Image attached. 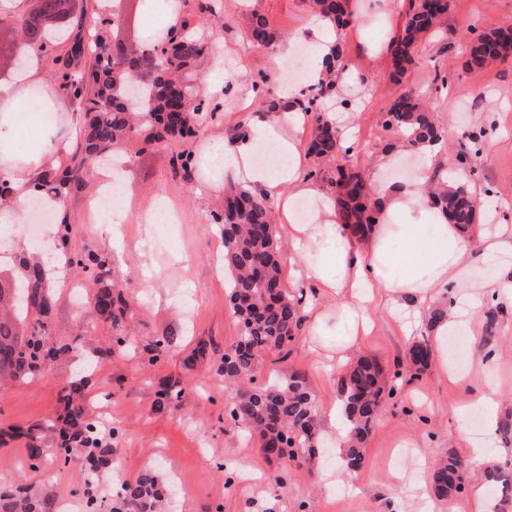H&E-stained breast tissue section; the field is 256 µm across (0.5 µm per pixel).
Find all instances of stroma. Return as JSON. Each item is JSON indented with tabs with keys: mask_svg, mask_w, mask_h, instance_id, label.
Segmentation results:
<instances>
[{
	"mask_svg": "<svg viewBox=\"0 0 512 512\" xmlns=\"http://www.w3.org/2000/svg\"><path fill=\"white\" fill-rule=\"evenodd\" d=\"M259 10L269 16L282 39L276 50L251 45L244 36L245 11L240 0H219L217 15L201 21L198 0H187L183 14L201 22V30L215 45L204 58V83L224 86L220 117L191 143L203 152L208 142L223 138L226 123L258 120V101L252 100V85L264 81L273 97H280V72L270 69L272 52L288 58L292 36L300 28L307 8L301 0H260ZM136 0H71L73 17L100 14L109 17L105 33L111 42L128 44L156 35V18L144 14L135 19ZM512 23V0H450L449 32L425 44L408 75L396 76L391 61L372 66L352 41L342 50L352 64L342 75L343 90L352 108L343 113L341 130L346 138L361 141L359 157L363 171H370L387 144L397 142L396 133L382 127L383 115L405 91H412L422 109L435 113L448 145L437 155L424 156L412 145H404L400 164L391 168L388 181L403 185L404 166L416 172L447 170L448 151L466 142L469 135L493 128L482 153L473 163L468 183L475 195L489 197L494 209L512 214V57L497 66L469 67L468 48L461 32L473 27L488 31ZM450 75L448 85L436 75ZM179 143L151 146L130 140L123 148L126 166L122 180L125 197L135 210H143L160 199L173 200L183 212L177 233L168 236L157 226L130 218L123 229L126 249L115 253L112 235L103 226L88 223L83 210L93 184L71 188L63 207L73 223L71 248L108 258L114 274L125 280L131 299L128 322L139 347L137 354L112 349V327L94 309L91 299L98 290L85 278L83 305H76L69 287L49 283L55 296L50 323L52 345L60 348L44 372L13 382H0V431L13 437L0 445V484L18 480L47 484L60 499L79 501L82 475L76 466L60 467L56 442L45 438L41 446V469L30 468L28 442L21 433L27 427L54 420L60 407L59 391L72 380H83L85 405L90 418L111 413V428L100 435L103 445L115 447L100 472L101 507L108 512L114 479L131 480L144 469L154 468L166 481L181 480L169 512H401L411 503L413 512H467V494L453 501L429 502L419 487L427 463L447 454L462 461L480 460L485 467L512 470V452L484 448L474 436L482 429L479 411L468 420L455 414L485 387L502 393L500 413L512 415V308L491 300L496 313L500 345L498 368L492 375L469 382L443 377L437 366L420 376L405 375L401 392L389 399L365 447V462L354 477L337 480L328 464L306 473L293 471L286 488L269 483L280 463L266 459L258 443L245 439L240 427L227 415V392L214 364L230 349L239 334L236 316L226 298L224 269L220 263L223 239L210 216L220 209L223 185L212 186L206 197H197L196 180L183 178L172 165L182 151ZM371 335L358 340L359 352L377 358L386 370L404 362L411 346L395 315L377 311ZM167 336L171 345L162 365H148L145 351L157 337ZM206 343L207 354L194 368L183 365L184 357L198 343ZM339 336L300 333L293 352L283 362L264 354L257 377L270 373L305 372L320 409H329L339 395L334 373L325 366V354L342 344ZM178 381L182 394L168 411L153 409L161 379ZM482 447V446H481ZM55 479L45 482V470Z\"/></svg>",
	"mask_w": 512,
	"mask_h": 512,
	"instance_id": "1",
	"label": "stroma"
}]
</instances>
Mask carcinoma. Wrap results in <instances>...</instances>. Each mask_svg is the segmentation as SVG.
<instances>
[{
  "instance_id": "1",
  "label": "carcinoma",
  "mask_w": 512,
  "mask_h": 512,
  "mask_svg": "<svg viewBox=\"0 0 512 512\" xmlns=\"http://www.w3.org/2000/svg\"><path fill=\"white\" fill-rule=\"evenodd\" d=\"M41 6L29 17L17 18L29 37L42 42L40 49L51 57L54 79L69 87L85 113V123L70 163L53 177L45 178L40 190L45 195L62 196L70 185L84 181L89 163L112 155L127 140L138 137L145 144L167 141L188 143L205 128L207 111L198 97L197 63L211 48L200 30L189 20L168 32L162 58L136 46L112 45V55H106V39L102 36L86 45V24L75 35L62 36L64 26L57 23L68 18L70 0H40ZM312 11L336 27H345L352 14L348 0H308ZM448 0H413L401 36L393 41L391 58L395 73L404 74L415 60V53L444 23ZM462 35L468 38L469 60L472 67L487 68L507 58L512 52V25L478 32L467 28ZM246 37L253 44L275 48L277 38L269 18L257 11L250 12ZM65 45L64 53L57 47ZM137 73L142 77L136 89L137 100L127 98L128 78ZM316 95H304L294 101L266 98L263 111L277 113L297 109L313 120V133L307 155L313 162L331 160L343 155L350 160L362 152L360 145L344 144L336 122L326 118L325 111H316V101L335 97V83L315 84ZM383 128L398 131L414 144L444 140L442 127L431 113L419 108L411 93L400 95L385 113ZM481 139L476 135L456 154V164L448 176L467 175L472 161L481 151ZM337 202L339 223L348 227L354 237L368 231L380 221V212L372 200L362 173L355 165L335 168L328 180ZM437 197L448 211L453 223L470 229L477 223L479 204L463 186L443 185ZM224 241V276L227 297L239 323L235 345L224 353L216 373L226 385L254 373L260 357L275 353L286 359L303 327L302 298L295 297L285 287L281 266V242L274 228V205L270 197L253 193L241 186H231L224 192V207L212 215ZM71 223L59 225V250L67 265L75 272L97 271L94 280L101 284L94 296V308L112 325L116 332L117 349L133 347L123 334L130 309L129 294L123 284L112 277L106 258L68 249ZM25 276L19 282L0 281V302L5 296L20 297L14 316L37 317L30 326L29 337L20 342L14 322L0 315V368L12 370L16 379L34 376L41 365L56 356L49 345L47 323L54 307V297L45 287V268L21 257ZM171 338L155 339L149 363H160ZM415 373L428 369L432 347L425 340L413 343L407 355ZM403 372H387L382 364L368 356L357 357L336 378V386L344 403L346 451L342 457L344 471L353 476L364 465L363 445L376 422L382 404L393 397L401 386ZM81 383L73 382L63 388L65 416L62 424L51 421L26 431L29 440V460L37 466L42 453L39 445L45 430L58 434V453L63 464L82 461L85 467L84 492L88 512H101L93 493L102 457L114 451L103 448L99 433L101 426L90 419L79 397ZM179 382L169 381L158 391L157 411L168 409L180 398ZM229 415L244 422L249 433L260 441L268 458L283 461L276 482L288 481L291 467L315 470L320 459L322 437L319 407L309 389L305 374L291 371L285 378H274L248 388L235 390L230 396ZM464 466L459 458L448 455L440 460L431 473L435 494L448 498L461 492L457 474ZM165 500V484L156 472L145 469L134 480L126 481L121 491L112 496L109 512H161ZM0 512H59L55 498L45 488L26 482L0 485Z\"/></svg>"
}]
</instances>
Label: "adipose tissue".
<instances>
[{
  "label": "adipose tissue",
  "instance_id": "adipose-tissue-1",
  "mask_svg": "<svg viewBox=\"0 0 512 512\" xmlns=\"http://www.w3.org/2000/svg\"><path fill=\"white\" fill-rule=\"evenodd\" d=\"M302 122V113L285 110L276 122L236 129L209 142L207 163L215 172L232 169L245 187L273 197L285 235L304 254L293 288L344 300L334 326H327L319 311L309 328L313 336L345 337L337 361L347 360L357 337L370 333L371 312L378 306L402 315L409 326H430L439 342L472 338L487 296L512 304V266L500 263L501 257L512 255V230L483 233L478 240L493 272L470 275L469 257L477 239L453 224L430 195L429 175L404 186L386 180L400 158L394 150L380 154L370 171L382 221L363 239L351 238L335 220L332 197L307 177L295 140L287 135ZM77 131L71 97L46 79L42 52L31 50L17 83L0 87V179L12 188L9 197L0 199L1 224L24 222L34 184L54 169ZM267 144L283 156L280 167L255 163L256 153ZM438 303L446 314L429 323Z\"/></svg>",
  "mask_w": 512,
  "mask_h": 512
}]
</instances>
